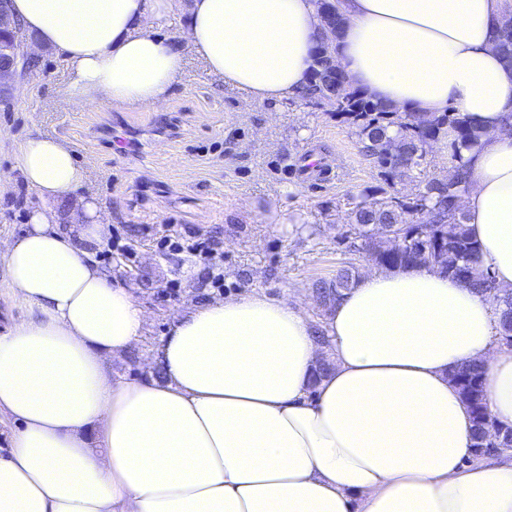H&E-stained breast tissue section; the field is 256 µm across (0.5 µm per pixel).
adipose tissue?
<instances>
[{
    "label": "adipose tissue",
    "mask_w": 512,
    "mask_h": 512,
    "mask_svg": "<svg viewBox=\"0 0 512 512\" xmlns=\"http://www.w3.org/2000/svg\"><path fill=\"white\" fill-rule=\"evenodd\" d=\"M35 46L61 56L77 106L162 104L189 48L246 102L307 84L312 0H11ZM336 57L352 87L403 111L455 107L485 135L464 151L467 226L512 288V62L496 46L506 0H342ZM16 166L40 198L0 240V286L27 315L0 334V512H512V458L476 456L454 370L486 371L512 426V347L493 300L439 272L363 275L321 324L260 292L176 311L152 360L113 376L147 316L94 259L108 226L57 139L30 134ZM74 197L69 227L53 201ZM325 334L328 346L316 336ZM332 365L320 381V357Z\"/></svg>",
    "instance_id": "obj_1"
}]
</instances>
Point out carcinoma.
<instances>
[{
    "instance_id": "carcinoma-1",
    "label": "carcinoma",
    "mask_w": 512,
    "mask_h": 512,
    "mask_svg": "<svg viewBox=\"0 0 512 512\" xmlns=\"http://www.w3.org/2000/svg\"><path fill=\"white\" fill-rule=\"evenodd\" d=\"M320 27L311 64L309 83L298 96L303 104L321 109L348 127L357 137L364 157L379 169L381 183L361 190L354 198L351 223L341 226L336 240L349 254L367 255L381 269L433 268L481 294L502 308L500 332L512 333V289L501 288L480 260V247L470 235L466 216L459 207L467 184L462 150L477 146L483 131L469 117L452 110L430 117L372 101L347 81L333 58L346 18L333 0H314ZM499 47L512 59V20L504 19L498 33ZM442 140L455 161L448 177L431 178L415 196L390 191L396 175L423 170L431 143ZM425 214L426 224L414 221ZM355 263L337 270L315 288L324 305L336 301L356 280ZM468 403L474 421L476 456L484 455V422L490 417L484 399V375L480 366L451 374Z\"/></svg>"
}]
</instances>
